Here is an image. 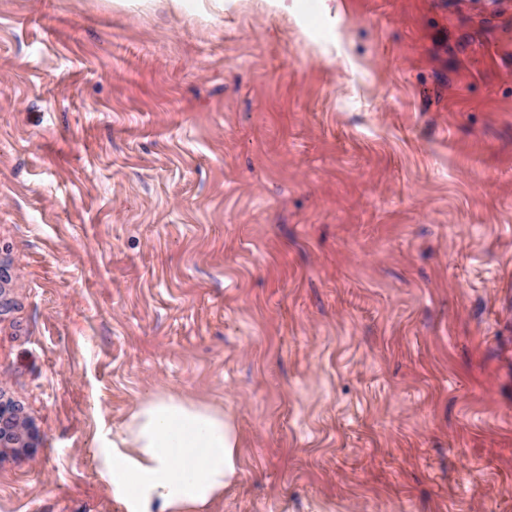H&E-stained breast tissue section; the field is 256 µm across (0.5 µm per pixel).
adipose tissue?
Segmentation results:
<instances>
[{"label":"adipose tissue","instance_id":"ef3b65f1","mask_svg":"<svg viewBox=\"0 0 512 512\" xmlns=\"http://www.w3.org/2000/svg\"><path fill=\"white\" fill-rule=\"evenodd\" d=\"M108 446L102 476L124 512H211L243 476L234 413L190 396L146 395Z\"/></svg>","mask_w":512,"mask_h":512}]
</instances>
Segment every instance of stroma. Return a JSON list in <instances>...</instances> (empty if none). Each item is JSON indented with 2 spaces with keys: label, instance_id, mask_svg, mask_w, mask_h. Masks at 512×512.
I'll return each instance as SVG.
<instances>
[{
  "label": "stroma",
  "instance_id": "1",
  "mask_svg": "<svg viewBox=\"0 0 512 512\" xmlns=\"http://www.w3.org/2000/svg\"><path fill=\"white\" fill-rule=\"evenodd\" d=\"M0 0V512H119L147 393L213 512H512V0ZM240 442L231 410L153 392L101 446L102 476L125 512H211L242 479ZM38 435L21 409L12 402H0V447L30 450L37 445Z\"/></svg>",
  "mask_w": 512,
  "mask_h": 512
}]
</instances>
